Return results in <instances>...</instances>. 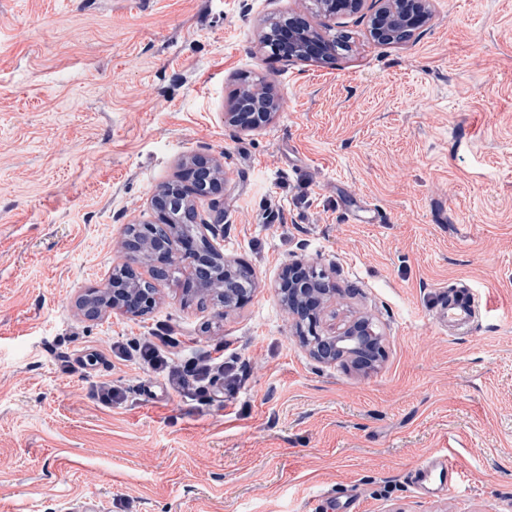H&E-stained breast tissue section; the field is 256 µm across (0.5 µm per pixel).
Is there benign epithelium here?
Listing matches in <instances>:
<instances>
[{
    "instance_id": "1",
    "label": "benign epithelium",
    "mask_w": 512,
    "mask_h": 512,
    "mask_svg": "<svg viewBox=\"0 0 512 512\" xmlns=\"http://www.w3.org/2000/svg\"><path fill=\"white\" fill-rule=\"evenodd\" d=\"M315 12L323 18L320 26L312 25L299 14L289 13L275 20V25L265 33L261 45L285 63L298 61H328L336 56L340 39L330 35L332 22L336 16L355 14L366 0H314ZM375 4L368 16V31L372 39L384 45H399L416 36L431 16V0H372ZM279 107V102L269 101L259 89H245L236 105L224 113L225 121L239 128H258L266 124ZM217 164L206 156H195L187 163L186 178L192 181V189L187 192L177 212L179 220L193 223L199 234V242L184 253L186 276L196 282L204 275L208 255L204 247L211 245L210 238L223 232V225L208 222L200 216L196 198L198 193L207 196L218 195L223 182L216 180ZM175 192L162 184L150 199L151 209L158 221L141 226V234L155 242L156 254L151 265L152 276L162 280L172 256L174 236L171 234L172 212L169 202ZM280 298H288L289 316L295 322L296 336L308 347L314 359L325 364H334L343 358L369 360L379 354V339L374 335L366 320H356L342 332L330 331L320 334L322 304L326 297L336 293L333 284L324 279L316 284L312 279L287 277L277 284ZM156 302V289L135 290L132 288L112 289V306L109 310L116 314L140 316Z\"/></svg>"
}]
</instances>
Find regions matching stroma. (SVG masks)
<instances>
[{"label": "stroma", "instance_id": "35a3bbf8", "mask_svg": "<svg viewBox=\"0 0 512 512\" xmlns=\"http://www.w3.org/2000/svg\"><path fill=\"white\" fill-rule=\"evenodd\" d=\"M432 10L395 46L337 16L348 48L289 65L258 38L310 0H0V512H512V0ZM244 74L280 102L258 129L224 122ZM197 153L224 168L198 209L250 298L200 306L179 273L145 316L84 318ZM296 259L336 284L324 324L369 319L374 367L299 345L274 290ZM459 285L478 313L440 323ZM153 332L229 345L237 391L201 405L119 359ZM436 455L466 482L420 490ZM438 470L440 474L448 479V488L456 486L458 483V467L446 457H437L429 462L418 463L414 469V478L417 483L426 485L428 475Z\"/></svg>", "mask_w": 512, "mask_h": 512}]
</instances>
